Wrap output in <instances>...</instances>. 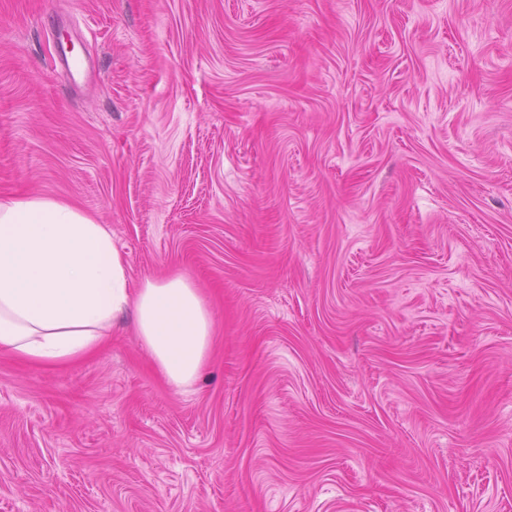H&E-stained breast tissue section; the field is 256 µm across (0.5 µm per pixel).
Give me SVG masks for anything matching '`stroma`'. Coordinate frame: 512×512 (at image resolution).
Returning a JSON list of instances; mask_svg holds the SVG:
<instances>
[{
	"mask_svg": "<svg viewBox=\"0 0 512 512\" xmlns=\"http://www.w3.org/2000/svg\"><path fill=\"white\" fill-rule=\"evenodd\" d=\"M31 193L216 336L1 353L0 512H512V0H0Z\"/></svg>",
	"mask_w": 512,
	"mask_h": 512,
	"instance_id": "1",
	"label": "stroma"
}]
</instances>
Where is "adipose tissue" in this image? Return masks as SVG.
Masks as SVG:
<instances>
[{
  "label": "adipose tissue",
  "mask_w": 512,
  "mask_h": 512,
  "mask_svg": "<svg viewBox=\"0 0 512 512\" xmlns=\"http://www.w3.org/2000/svg\"><path fill=\"white\" fill-rule=\"evenodd\" d=\"M129 315L168 382L191 385L209 358L214 319L189 277L132 283L111 230L93 215L45 195L0 201V353L69 361Z\"/></svg>",
  "instance_id": "1"
}]
</instances>
